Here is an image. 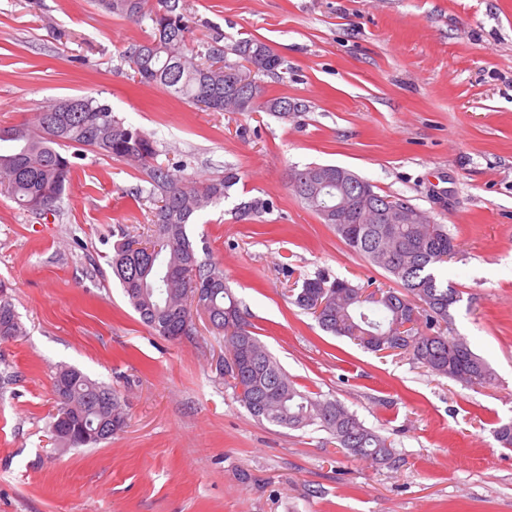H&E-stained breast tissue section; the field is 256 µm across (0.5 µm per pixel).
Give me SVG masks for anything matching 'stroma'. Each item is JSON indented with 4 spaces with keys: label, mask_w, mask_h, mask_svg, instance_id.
Returning <instances> with one entry per match:
<instances>
[{
    "label": "stroma",
    "mask_w": 512,
    "mask_h": 512,
    "mask_svg": "<svg viewBox=\"0 0 512 512\" xmlns=\"http://www.w3.org/2000/svg\"><path fill=\"white\" fill-rule=\"evenodd\" d=\"M194 37L218 25L253 36L283 70L269 112H204L137 82L126 58L149 21L94 0H0V127L48 103L91 96L156 143L188 179L240 177L202 211L210 259L296 386L335 399L391 440L393 464L338 452L326 432L255 420L216 369L224 337L203 316L168 341L144 325L112 276L121 234L146 238L143 168L83 150L54 211L0 193V286L23 336L0 341V512H512V0H181ZM334 164L446 225L461 292L450 334L494 369L472 389L406 354L378 356L320 329L293 290L321 271L386 285L302 204L292 167ZM259 197L262 221L237 222ZM120 391L129 425L96 448L55 450L57 366ZM267 211H270L269 203L260 198L241 200L234 207V215L237 221L245 223L262 221L258 218H261L264 213H267Z\"/></svg>",
    "instance_id": "1"
}]
</instances>
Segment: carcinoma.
Wrapping results in <instances>:
<instances>
[{
    "mask_svg": "<svg viewBox=\"0 0 512 512\" xmlns=\"http://www.w3.org/2000/svg\"><path fill=\"white\" fill-rule=\"evenodd\" d=\"M105 12L119 17L151 21L153 34L133 45L127 58L139 81L164 87L180 101L208 112H238L239 103L230 91L224 71L255 62L260 66L252 83L250 112H274L282 118L300 107L286 97L268 96L262 77L275 75L283 61L275 50L255 38L224 43V31L209 27V34L195 40L192 24L179 0H158V9L148 0H95ZM0 187L21 208L43 214L54 210L72 178L76 155L68 148H89L103 156L131 165L148 167L151 195L157 196L151 234L141 250L140 240L128 237L114 247L112 274L141 321L154 333L174 340L192 331L186 305L198 285L211 283L198 305L213 315V327L224 334V360L220 374L235 389L237 401L259 421L302 429L314 426L326 432L336 446L357 458L377 464L395 461V451L386 437L366 426L336 400L315 399L300 391L277 359L261 342L239 302L226 284L221 266L201 258L208 253L206 238L197 239L190 225L205 208L230 198L237 175L229 168L224 178L198 184L150 161L157 155L154 141L141 129L112 113V108L94 97L62 99L37 113L30 125L0 128ZM295 174L310 178L327 176L333 184L325 189L305 183L296 187L300 201L352 251L382 269L396 284L382 290L386 299L368 309L359 305L363 289L346 279L321 272L303 281L296 305L313 314L320 328L346 337L376 354L392 349L406 353L431 373L479 389L491 386L496 374L466 338L447 336L441 323L448 322L450 308L460 301V292L442 276L441 255L456 248L454 237L443 224H372L367 210L397 198L382 195L374 185L347 171L343 186L363 196L362 208L341 221L324 208L336 197V166L308 164L293 167ZM270 210L260 198L242 200L234 207L240 222L252 223ZM154 251L147 253V248ZM413 297L425 303L418 327L402 333L401 299ZM327 301L316 313L315 304ZM23 335V327L10 297L0 290V339ZM57 399L51 421L68 417L73 434L52 433L57 447L98 445L128 426V414L116 389L91 379L76 367L61 366L54 378ZM110 426L106 434L84 438L100 423ZM503 448H512V420L501 421L493 430Z\"/></svg>",
    "mask_w": 512,
    "mask_h": 512,
    "instance_id": "cac0c4a2",
    "label": "carcinoma"
}]
</instances>
